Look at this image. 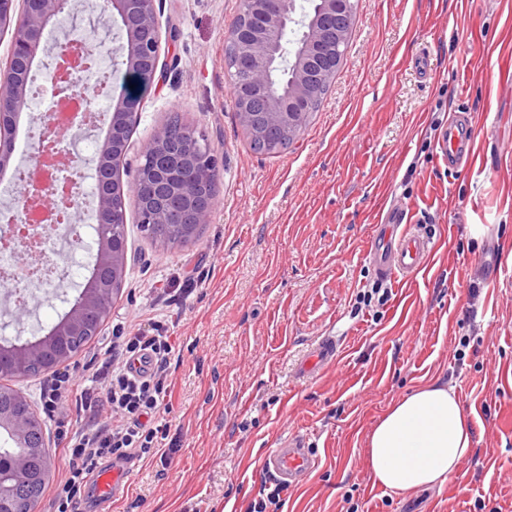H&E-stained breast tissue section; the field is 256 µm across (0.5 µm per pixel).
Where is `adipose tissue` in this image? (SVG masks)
I'll return each instance as SVG.
<instances>
[{"instance_id": "1", "label": "adipose tissue", "mask_w": 512, "mask_h": 512, "mask_svg": "<svg viewBox=\"0 0 512 512\" xmlns=\"http://www.w3.org/2000/svg\"><path fill=\"white\" fill-rule=\"evenodd\" d=\"M474 442L454 387L434 383L392 403L367 443L376 483L397 493L443 486L469 458Z\"/></svg>"}]
</instances>
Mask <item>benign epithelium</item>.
<instances>
[{"label": "benign epithelium", "mask_w": 512, "mask_h": 512, "mask_svg": "<svg viewBox=\"0 0 512 512\" xmlns=\"http://www.w3.org/2000/svg\"><path fill=\"white\" fill-rule=\"evenodd\" d=\"M71 0H0V32H11V50L0 69V125L14 122L28 99L29 75L37 59L47 51L45 33L55 26ZM265 10L258 25L262 32L251 39L231 37L233 75L249 82L253 92L267 98L266 124L255 125V114L247 100L235 107L243 130L267 144L288 135V128L301 126L307 105L317 85L331 74L321 66L312 49L336 52V43L349 39L353 0H318V12L310 21L311 36L292 56L287 57L284 37L295 22L294 0H264ZM103 12L118 27L121 45L118 64L141 85L154 81L159 62L160 32L155 0H104ZM94 49L80 39L64 45L56 64L55 78L65 97L91 111V99L79 89L74 76L90 68ZM290 69L288 98L273 92L272 74ZM139 102L132 96L113 108L107 135L98 144L94 158V198L91 229V273L77 286V295L65 299L66 309L49 331L35 341L17 343L0 340V379L24 378L66 365L81 349L87 336L98 334L108 319L112 301L123 287L127 269L126 238L113 233L121 223L122 189L117 185L114 163L128 150L126 133L129 118L138 115ZM69 130L50 115L42 137L51 146L62 141ZM170 132L163 128L143 152L131 190L141 202L139 223L148 234L172 230L194 237L209 222L214 197H203L197 188L214 179L216 167L212 150L204 136L193 129L182 131L181 151L171 152ZM57 195L45 188L26 187L15 199L11 224H28L38 210L58 207ZM5 432L18 451L8 472L0 473V512H34L31 506L11 505L12 485L41 478L50 467L51 444L45 423L32 412L26 396L15 390L0 405V432Z\"/></svg>", "instance_id": "benign-epithelium-1"}]
</instances>
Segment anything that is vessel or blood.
<instances>
[{
    "label": "vessel or blood",
    "instance_id": "vessel-or-blood-1",
    "mask_svg": "<svg viewBox=\"0 0 512 512\" xmlns=\"http://www.w3.org/2000/svg\"><path fill=\"white\" fill-rule=\"evenodd\" d=\"M449 166L475 155V126L473 121L455 119L443 128L437 143ZM369 255L381 279L406 278L425 269L434 252L433 242L404 223L401 215H393L390 223L377 224L369 243ZM336 359V344L332 339L320 341L311 350L303 371L316 375ZM317 459L309 450L306 439L299 436L284 438L278 448L265 457L262 469L267 476L285 485L302 481L316 467ZM129 467L116 465L100 474L96 480L102 497H109L123 482Z\"/></svg>",
    "mask_w": 512,
    "mask_h": 512
}]
</instances>
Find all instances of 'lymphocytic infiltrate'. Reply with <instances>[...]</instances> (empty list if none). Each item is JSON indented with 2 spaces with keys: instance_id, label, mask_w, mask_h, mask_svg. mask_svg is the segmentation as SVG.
I'll use <instances>...</instances> for the list:
<instances>
[{
  "instance_id": "1",
  "label": "lymphocytic infiltrate",
  "mask_w": 512,
  "mask_h": 512,
  "mask_svg": "<svg viewBox=\"0 0 512 512\" xmlns=\"http://www.w3.org/2000/svg\"><path fill=\"white\" fill-rule=\"evenodd\" d=\"M174 344L169 326L149 320L134 331L112 332L103 357L91 374L55 372L43 394V411L55 417L76 407L82 428L61 429V457L66 471L53 494V512H84L90 479L115 461H142L157 456L170 427ZM145 359L147 374L130 364Z\"/></svg>"
}]
</instances>
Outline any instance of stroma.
Here are the masks:
<instances>
[{
  "instance_id": "1",
  "label": "stroma",
  "mask_w": 512,
  "mask_h": 512,
  "mask_svg": "<svg viewBox=\"0 0 512 512\" xmlns=\"http://www.w3.org/2000/svg\"><path fill=\"white\" fill-rule=\"evenodd\" d=\"M103 0H80L60 24L93 31L113 71L116 28ZM160 58L139 91L123 185L144 147L180 115L210 144L219 171L199 236L163 245L142 232L126 200L127 273L100 333L70 361L84 373L116 327L166 315L174 325L168 416L182 446L135 463L112 498L89 486L85 512H248L261 462L281 439L306 436L318 464L289 487L280 512H512V0H357L343 63L309 126L276 156L254 153L233 107L224 35L240 0H157ZM473 113L476 155L449 170L437 139L448 118ZM46 112L18 115L10 165L36 143ZM105 128L78 133L91 211L92 159ZM6 173V180L14 175ZM433 237L432 265L405 281L379 279L368 255L390 210ZM88 226L71 224L46 262L64 279L38 294L7 338L43 335L63 314L89 255ZM163 288H187L177 302ZM385 302L375 301V293ZM327 336L336 362L302 366ZM455 387L474 430L469 459L443 487L397 496L377 484L367 438L408 391Z\"/></svg>"
}]
</instances>
